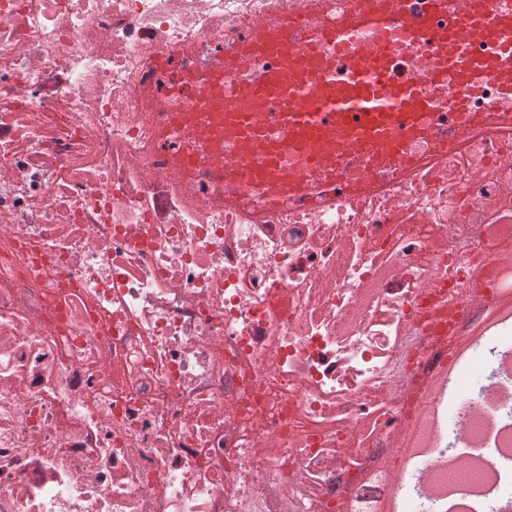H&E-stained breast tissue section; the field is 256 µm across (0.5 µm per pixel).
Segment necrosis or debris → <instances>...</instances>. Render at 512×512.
I'll return each instance as SVG.
<instances>
[{
  "instance_id": "obj_1",
  "label": "necrosis or debris",
  "mask_w": 512,
  "mask_h": 512,
  "mask_svg": "<svg viewBox=\"0 0 512 512\" xmlns=\"http://www.w3.org/2000/svg\"><path fill=\"white\" fill-rule=\"evenodd\" d=\"M297 0H0V512H327L424 405L512 260V122L480 85L383 192L272 206L175 122ZM191 151L196 176L175 154ZM234 196L236 206L224 204Z\"/></svg>"
}]
</instances>
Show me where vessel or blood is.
<instances>
[{
  "mask_svg": "<svg viewBox=\"0 0 512 512\" xmlns=\"http://www.w3.org/2000/svg\"><path fill=\"white\" fill-rule=\"evenodd\" d=\"M447 10L448 0H421L415 11L409 0H359L338 24L257 30L214 69L199 90V109L186 120L216 155L234 149V160L214 165L210 176L258 187L279 201L309 190L305 171L281 170L288 153L330 177L337 157L350 154L377 165L410 164L407 141L426 133L427 117L440 105L433 88L454 84L457 93L447 104L455 112L466 111L468 92L487 81L512 100V8L493 12L487 0H466L448 27H433V17ZM396 31L429 48L433 65L424 78L395 72ZM481 43L493 45V53H467ZM262 55L277 58L276 69L225 96V73Z\"/></svg>",
  "mask_w": 512,
  "mask_h": 512,
  "instance_id": "1",
  "label": "vessel or blood"
}]
</instances>
